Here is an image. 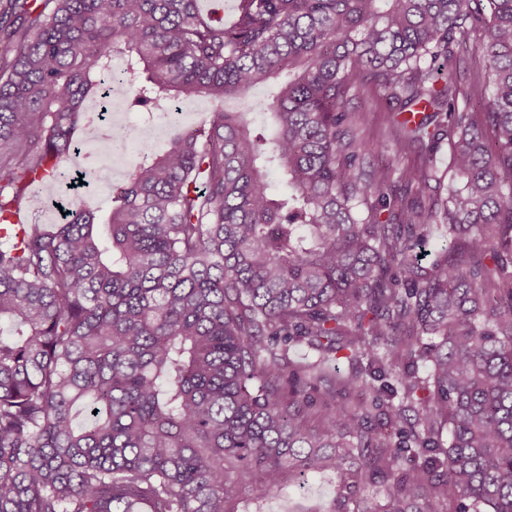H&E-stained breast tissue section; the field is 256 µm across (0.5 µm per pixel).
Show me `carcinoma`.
<instances>
[{"instance_id":"obj_1","label":"carcinoma","mask_w":512,"mask_h":512,"mask_svg":"<svg viewBox=\"0 0 512 512\" xmlns=\"http://www.w3.org/2000/svg\"><path fill=\"white\" fill-rule=\"evenodd\" d=\"M46 6L0 27V224L96 135L115 57L151 116L267 85L272 134L215 110L104 221L0 246V512H262L310 476L323 512H512V0ZM477 30L465 93L435 63ZM365 90L412 164L365 169Z\"/></svg>"}]
</instances>
